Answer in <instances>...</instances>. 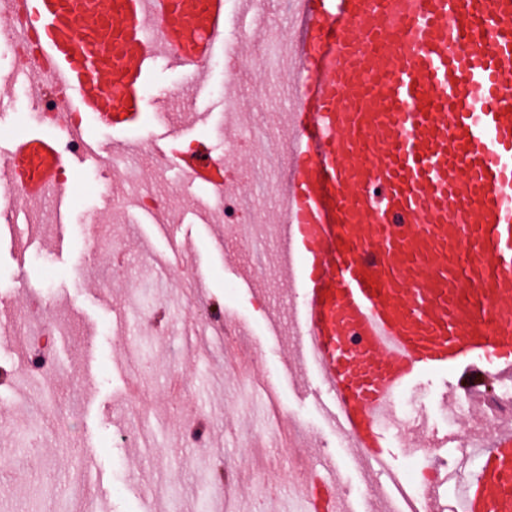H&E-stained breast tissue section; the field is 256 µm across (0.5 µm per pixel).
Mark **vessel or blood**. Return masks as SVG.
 <instances>
[{"label":"vessel or blood","instance_id":"1","mask_svg":"<svg viewBox=\"0 0 512 512\" xmlns=\"http://www.w3.org/2000/svg\"><path fill=\"white\" fill-rule=\"evenodd\" d=\"M288 201L279 265L302 301L290 334L299 366L331 398L325 419L364 462L385 460L394 396L469 360L512 376V0H291ZM246 44L271 6L255 9ZM28 30L15 29L16 14ZM5 31L35 34L42 110L110 129L137 125L159 60L208 87L204 63L230 27L227 0H0ZM167 158L190 183L234 181L207 143ZM4 159L23 201L47 195L74 155L30 133ZM462 512H512V436L482 451Z\"/></svg>","mask_w":512,"mask_h":512}]
</instances>
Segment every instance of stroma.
<instances>
[{"instance_id":"1","label":"stroma","mask_w":512,"mask_h":512,"mask_svg":"<svg viewBox=\"0 0 512 512\" xmlns=\"http://www.w3.org/2000/svg\"><path fill=\"white\" fill-rule=\"evenodd\" d=\"M13 74L0 51V151L38 127L26 88ZM190 83L188 74L158 63L135 128L152 144L141 179L174 197L167 233H157L140 211L113 208L111 192L123 175L98 161L67 171L68 196L83 198L69 209L67 223L22 222L15 232L0 233V512H141L144 494L155 499L157 512H207L213 498L234 512H300L291 488L295 467H315L323 457L336 462L334 483L350 512H381L366 492L373 477L351 461L325 420L328 397L315 374L291 370L288 339L268 333L271 316L289 304L274 260L278 243H271L265 264L249 263L239 239L250 230L247 221L231 235L221 225L199 223L196 207L207 188L155 170L170 125L187 115L173 113L164 124L150 105ZM195 108L209 118L193 127L192 138L223 152L236 118L211 94ZM91 217L101 245L87 267L80 263L89 252L81 227ZM191 269L193 290L186 285ZM214 309L243 327L257 356L230 339L199 363L198 348L182 340ZM41 326L53 331L49 349L58 362L46 377L29 364ZM460 374L457 368L426 374L407 389L444 441L439 468L449 474L459 459L447 437L473 425L469 417L459 425L449 418L444 392ZM245 378L271 379L284 399L279 432L288 438L286 448L245 435L242 419L263 418V401L244 390ZM192 420L204 427L203 445L186 443L181 433ZM145 424L154 430L153 451L141 457L120 438ZM34 437L38 449L26 452ZM89 437L97 474L83 471L77 455ZM274 448L281 451L280 474L270 480L264 473Z\"/></svg>"}]
</instances>
